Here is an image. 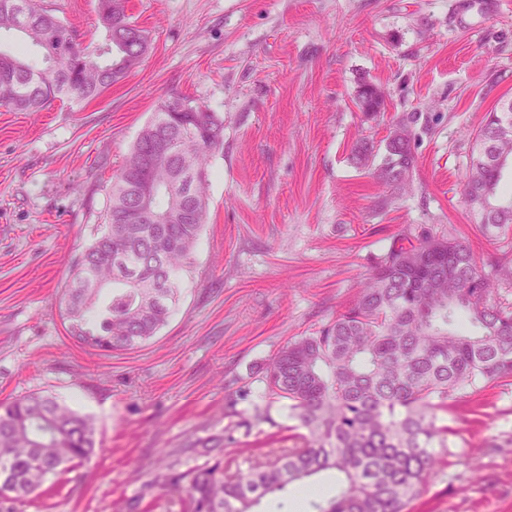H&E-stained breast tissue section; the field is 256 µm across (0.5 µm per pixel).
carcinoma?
Masks as SVG:
<instances>
[{"mask_svg":"<svg viewBox=\"0 0 512 512\" xmlns=\"http://www.w3.org/2000/svg\"><path fill=\"white\" fill-rule=\"evenodd\" d=\"M102 44L77 32L36 0H0V33L36 49L21 56L0 48V106L38 112L55 100L79 104L121 81L124 63L142 60L150 41L128 14L127 0H98ZM364 105L384 108L371 82ZM397 121L380 164L358 140L352 154L387 186L408 184L418 158L413 126ZM463 200L492 241L512 233V197L500 192L512 164V98L471 133ZM224 144V119L173 93L141 130L112 182L104 230L78 256L65 319L70 336L104 351L132 349L167 322L178 300V272L190 265L207 222L209 157ZM160 191L157 213L130 221V198L145 169ZM512 267L477 262L463 242L423 228L400 237L371 271L357 301L313 336L283 346L269 361L261 396L292 401L291 417L307 430L301 448H274L272 458L231 480L220 462L173 477L187 483L189 512H254L269 494L325 471L342 489L315 512H405L440 463L448 427L437 410L459 389L477 391L512 376V310L492 301ZM96 282L97 288L89 287ZM95 426L44 396L0 401V503L30 501L50 476L82 466L94 454Z\"/></svg>","mask_w":512,"mask_h":512,"instance_id":"obj_1","label":"carcinoma"}]
</instances>
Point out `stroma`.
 I'll return each instance as SVG.
<instances>
[{
  "mask_svg": "<svg viewBox=\"0 0 512 512\" xmlns=\"http://www.w3.org/2000/svg\"><path fill=\"white\" fill-rule=\"evenodd\" d=\"M88 46L97 0H42ZM151 44L79 107H0V401L49 396L89 416L96 453L17 512H187L188 468L225 475L302 441L285 399L254 396L266 363L357 297L395 238L428 228L504 255L463 203L469 134L512 98V0H130ZM385 107L366 118L361 81ZM224 119L209 216L167 323L138 348L70 338L65 289L104 221L111 181L171 93ZM410 112L403 189L351 160ZM442 462L408 512H512V377L448 397ZM221 456L203 455L204 447Z\"/></svg>",
  "mask_w": 512,
  "mask_h": 512,
  "instance_id": "35a3bbf8",
  "label": "stroma"
}]
</instances>
